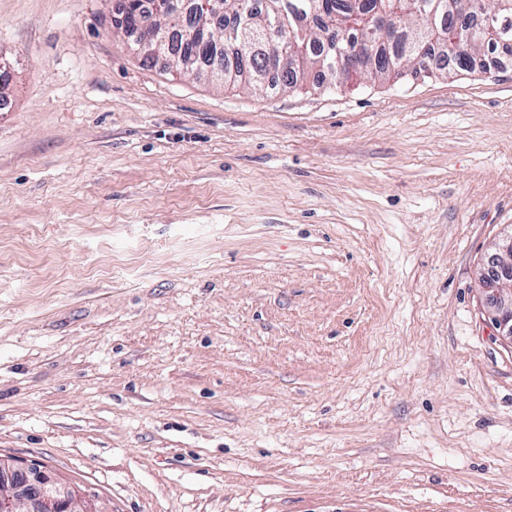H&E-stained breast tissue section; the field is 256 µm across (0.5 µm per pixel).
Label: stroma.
<instances>
[{"label":"stroma","instance_id":"35a3bbf8","mask_svg":"<svg viewBox=\"0 0 512 512\" xmlns=\"http://www.w3.org/2000/svg\"><path fill=\"white\" fill-rule=\"evenodd\" d=\"M116 0H0V456L101 512H512V58L254 91ZM511 265L512 233L494 244L489 264L482 268L478 283L485 295L488 314L501 331V336L512 341Z\"/></svg>","mask_w":512,"mask_h":512}]
</instances>
